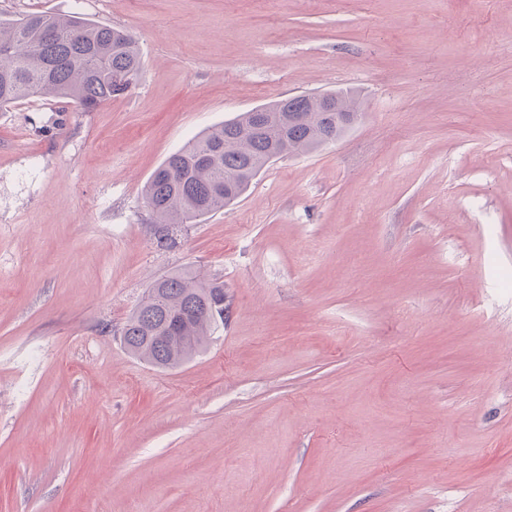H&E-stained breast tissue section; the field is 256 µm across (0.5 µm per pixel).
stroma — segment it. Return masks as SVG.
Returning <instances> with one entry per match:
<instances>
[{
	"label": "stroma",
	"instance_id": "1",
	"mask_svg": "<svg viewBox=\"0 0 512 512\" xmlns=\"http://www.w3.org/2000/svg\"><path fill=\"white\" fill-rule=\"evenodd\" d=\"M32 10L142 70L0 110V512H512V0H0ZM338 89L341 139L158 247L166 157ZM181 268L227 309L160 371L116 332Z\"/></svg>",
	"mask_w": 512,
	"mask_h": 512
}]
</instances>
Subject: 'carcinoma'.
I'll use <instances>...</instances> for the list:
<instances>
[{"label": "carcinoma", "instance_id": "cac0c4a2", "mask_svg": "<svg viewBox=\"0 0 512 512\" xmlns=\"http://www.w3.org/2000/svg\"><path fill=\"white\" fill-rule=\"evenodd\" d=\"M140 69L137 42L122 29L46 12L0 18V110L49 96L92 112L130 89ZM329 96L362 115L353 92L336 90ZM261 110L266 114L261 130L252 129L251 113L244 112L195 137L153 173L143 199L154 219L158 246L173 247L174 229L197 224L233 203L267 164L333 143L350 128L347 113L330 112L304 95ZM290 113L301 120L285 123ZM206 301H224V284L190 271L161 276L123 326L126 349L159 369L181 366L212 339L216 324L204 313ZM174 322L181 324L187 344L146 340Z\"/></svg>", "mask_w": 512, "mask_h": 512}]
</instances>
